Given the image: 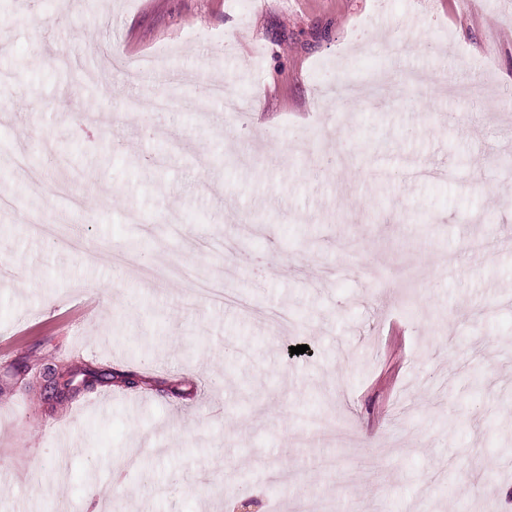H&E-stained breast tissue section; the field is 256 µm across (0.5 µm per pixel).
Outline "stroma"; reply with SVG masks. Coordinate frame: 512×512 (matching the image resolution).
<instances>
[{
  "mask_svg": "<svg viewBox=\"0 0 512 512\" xmlns=\"http://www.w3.org/2000/svg\"><path fill=\"white\" fill-rule=\"evenodd\" d=\"M7 10L0 512H512V0Z\"/></svg>",
  "mask_w": 512,
  "mask_h": 512,
  "instance_id": "stroma-1",
  "label": "stroma"
}]
</instances>
